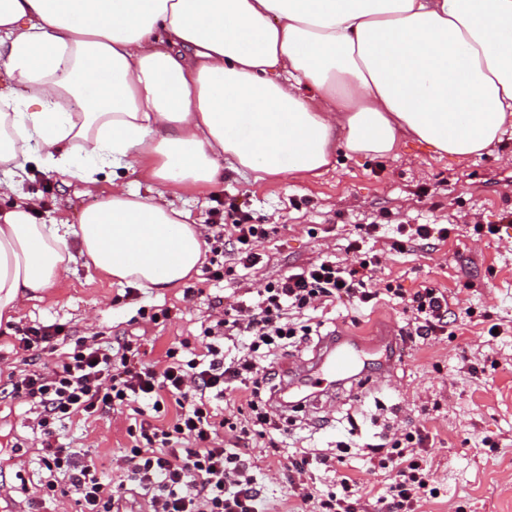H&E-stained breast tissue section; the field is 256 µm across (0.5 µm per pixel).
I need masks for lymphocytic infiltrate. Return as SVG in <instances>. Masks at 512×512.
I'll use <instances>...</instances> for the list:
<instances>
[{
    "label": "lymphocytic infiltrate",
    "mask_w": 512,
    "mask_h": 512,
    "mask_svg": "<svg viewBox=\"0 0 512 512\" xmlns=\"http://www.w3.org/2000/svg\"><path fill=\"white\" fill-rule=\"evenodd\" d=\"M270 224H213L207 235L212 253L231 245L240 266L261 261L259 243ZM368 224L346 250L356 262L323 256L267 282L252 301L225 308L223 318L205 327L202 345L181 352L171 347L163 360L148 363L132 340L87 342L77 338L57 361L36 364L33 353L55 350L62 327L29 329L19 339L26 367L9 373L13 397L28 404L32 427L40 434L39 465L45 476L39 485L42 500H69L78 512H126L131 489L143 499L142 512H263L261 487L247 456L250 440L261 439L270 456H278L286 429L266 407L262 395L271 373L264 360L276 351L305 342L315 335L298 314L315 304H367L380 293L400 300L412 312L410 335L427 339L447 333L452 298L441 289L423 287L414 293L386 284L372 287L378 256L361 257L364 239L376 236ZM242 341L240 354L224 357V344ZM239 391L246 415L231 422L215 405L225 391ZM138 420L127 429L129 442L119 458L127 477L115 482L107 475L112 464L85 458L62 443L60 430L75 422L100 417L121 408ZM230 431L223 441L221 431ZM428 434L405 431L366 447L369 459L389 470L392 481L378 501L383 512H414L431 496L430 479L419 460ZM332 467L333 456L307 450L289 459L288 488L302 503L318 502L321 512H353L346 498L335 495L315 500L304 482L312 460Z\"/></svg>",
    "instance_id": "f902f5d3"
}]
</instances>
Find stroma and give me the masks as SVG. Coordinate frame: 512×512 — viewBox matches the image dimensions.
<instances>
[{"mask_svg":"<svg viewBox=\"0 0 512 512\" xmlns=\"http://www.w3.org/2000/svg\"><path fill=\"white\" fill-rule=\"evenodd\" d=\"M512 134L489 153L456 162L433 159L415 143L383 157L337 155L335 166L320 177L287 175L253 182L232 170L214 185L191 192L184 207L199 224H225L224 209L235 203L248 223L273 224L277 231L258 247L264 259L252 269L236 266L232 254L225 265L232 272L215 280L198 273L185 286L157 293L113 283L83 262L71 264L61 279L25 301L11 322L0 325V512H28V493L41 471L40 440L28 427L27 405L5 394L7 374L19 365L13 344L22 330L56 324L72 336H139L152 339L149 359L168 347L195 340L218 302L263 288L291 267L314 261L325 253L350 262L348 241L364 224L379 225L366 240V254H379L377 287L394 282L412 293L434 285L459 300L449 333L426 341H411L406 331L410 312L388 295L373 305L328 308L323 332L345 330L369 339L384 329L395 330L400 365L393 377L369 385L350 386L326 406L291 415L288 445L341 455L331 472L313 466L316 494L341 492L338 475L358 486L351 501L355 512H378L377 495L390 476L364 456L363 443L401 429H420L435 437L422 454V465L436 490L418 512H512ZM28 171L5 201L41 202L38 222L78 223L95 197L111 191L113 182L137 188L130 172L103 168L94 184L50 171L42 150L29 157ZM400 224L449 228L447 238L409 242L396 251L392 243ZM505 226L504 237L478 232V225ZM192 298H185L186 288ZM499 324L501 332L489 336ZM129 425L124 414L83 428L65 427L89 456H106L124 446ZM249 455L255 473L274 500L286 507L288 483L279 465L270 462L261 444ZM26 492H13L17 481Z\"/></svg>","mask_w":512,"mask_h":512,"instance_id":"1","label":"stroma"}]
</instances>
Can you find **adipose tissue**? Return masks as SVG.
Listing matches in <instances>:
<instances>
[{
  "mask_svg": "<svg viewBox=\"0 0 512 512\" xmlns=\"http://www.w3.org/2000/svg\"><path fill=\"white\" fill-rule=\"evenodd\" d=\"M0 75V195L36 149L68 178L145 183L113 184L75 225L37 223L31 197L0 207L1 320L79 258L182 284L206 239L181 201L223 169L489 151L512 128V0H0Z\"/></svg>",
  "mask_w": 512,
  "mask_h": 512,
  "instance_id": "ef3b65f1",
  "label": "adipose tissue"
}]
</instances>
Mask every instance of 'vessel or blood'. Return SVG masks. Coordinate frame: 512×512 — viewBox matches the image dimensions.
<instances>
[{"label": "vessel or blood", "mask_w": 512, "mask_h": 512, "mask_svg": "<svg viewBox=\"0 0 512 512\" xmlns=\"http://www.w3.org/2000/svg\"><path fill=\"white\" fill-rule=\"evenodd\" d=\"M396 367L392 338H382L370 346L361 337L339 331L322 337L312 358L289 366L271 402L284 419L291 412L318 407L346 385L367 383L379 374H393Z\"/></svg>", "instance_id": "b4317fda"}]
</instances>
